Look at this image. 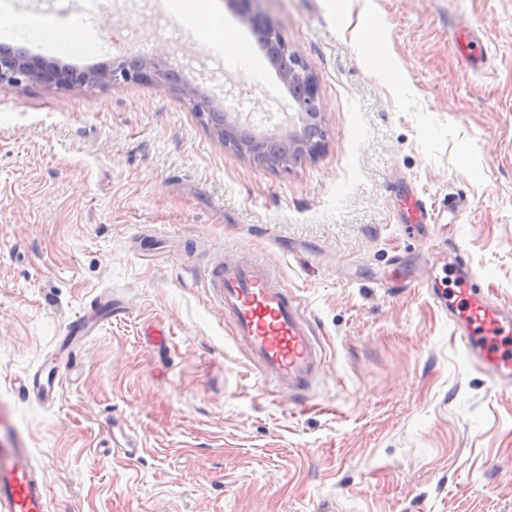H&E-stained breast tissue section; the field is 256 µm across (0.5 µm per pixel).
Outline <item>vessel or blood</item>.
Wrapping results in <instances>:
<instances>
[{"instance_id":"vessel-or-blood-1","label":"vessel or blood","mask_w":512,"mask_h":512,"mask_svg":"<svg viewBox=\"0 0 512 512\" xmlns=\"http://www.w3.org/2000/svg\"><path fill=\"white\" fill-rule=\"evenodd\" d=\"M203 286L266 379L292 398L310 391L324 367L322 349L300 300L279 285L266 264L250 257L227 260L216 256ZM448 301L467 328L463 343L471 361L490 372L501 388H511L512 357L505 355L501 343L512 335V320L481 294L469 271L458 279ZM99 321L93 314L72 321L56 347L66 357L64 364L45 358L28 376L27 390L41 401L53 400L56 386L76 366V347L96 330ZM35 472L30 449L0 443V512H47L45 486Z\"/></svg>"}]
</instances>
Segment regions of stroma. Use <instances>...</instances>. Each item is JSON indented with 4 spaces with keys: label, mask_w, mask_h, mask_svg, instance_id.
<instances>
[{
    "label": "stroma",
    "mask_w": 512,
    "mask_h": 512,
    "mask_svg": "<svg viewBox=\"0 0 512 512\" xmlns=\"http://www.w3.org/2000/svg\"><path fill=\"white\" fill-rule=\"evenodd\" d=\"M210 6L243 55L208 49L164 0H0L88 17L94 42L65 64L157 56L183 79L0 85V440L31 448L49 512H512V389L472 368L434 296L465 265L512 313V0H261L325 120L321 151L277 168L192 109L195 89L261 132L288 99L230 0ZM412 192L463 209L408 233ZM220 248L300 299L325 355L306 403L207 296ZM106 293L123 309L55 401L27 394ZM116 426L135 458L108 454ZM221 139L225 146H229L237 151L242 156H248L253 159H258V155L264 152L266 143L269 141L267 138L253 137L250 139H241L239 137L231 138L230 136L223 137Z\"/></svg>",
    "instance_id": "35a3bbf8"
}]
</instances>
